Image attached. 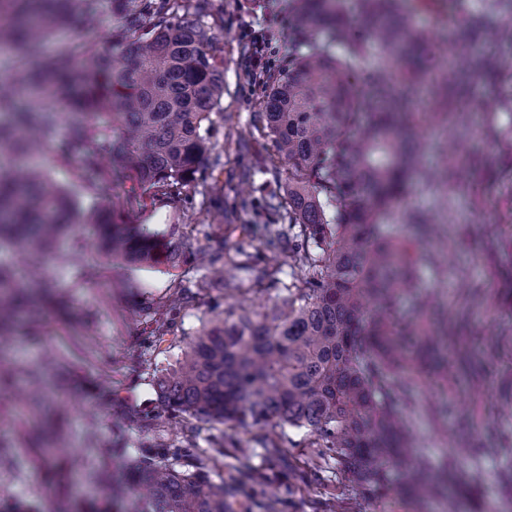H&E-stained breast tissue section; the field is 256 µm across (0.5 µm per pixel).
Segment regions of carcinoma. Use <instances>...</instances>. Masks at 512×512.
<instances>
[{
  "instance_id": "obj_1",
  "label": "carcinoma",
  "mask_w": 512,
  "mask_h": 512,
  "mask_svg": "<svg viewBox=\"0 0 512 512\" xmlns=\"http://www.w3.org/2000/svg\"><path fill=\"white\" fill-rule=\"evenodd\" d=\"M345 0H288L296 39L288 60L260 72L264 92L253 113L252 141L241 153L276 148L260 172L259 197L214 196L204 160L213 150L212 115L224 112V59L212 51L205 22L212 0H0V21L26 65L0 84V151L65 162L71 152L95 204H79L42 165L0 169V240L32 258L56 251L72 228L83 227L98 252L127 266L166 265L191 250L172 229L134 224L133 213L157 205L183 207L185 189L202 187L213 219L230 224L241 212L265 219L267 251L293 268L277 303L264 311L231 308L203 327L157 380V418L185 415L231 430L305 429L312 446L371 497L393 490L408 474L419 506L441 494L457 465L440 469L416 457L396 408L414 401L404 380L422 372L441 336L421 327L429 299L418 294L420 266L438 254L383 233L412 179H427L417 162L425 145L408 89L432 67L426 38L412 25L419 0H357L362 32L346 27ZM116 19L107 46L79 40L49 59L40 44L75 21L98 27ZM467 37L488 50L463 62L485 80L512 81L493 43L512 41L486 13L468 21ZM375 48L383 65L359 81L353 63ZM430 121L447 118L465 98L461 74L435 73ZM404 223L425 234L429 213L405 211ZM224 261L222 291L280 283L281 266L250 260L243 243ZM401 294L416 295L414 315L396 311ZM22 301L0 295V334ZM92 477L106 485L112 509L132 499L133 512H252L224 480L194 463L187 451L152 448L130 456L98 449ZM120 462L124 479L112 480Z\"/></svg>"
}]
</instances>
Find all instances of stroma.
Masks as SVG:
<instances>
[{
    "label": "stroma",
    "mask_w": 512,
    "mask_h": 512,
    "mask_svg": "<svg viewBox=\"0 0 512 512\" xmlns=\"http://www.w3.org/2000/svg\"><path fill=\"white\" fill-rule=\"evenodd\" d=\"M207 22L217 36L224 56L225 112L231 123L216 119L214 150L226 170L253 164L250 155H237L235 139L252 131L262 87L252 62L242 49L245 30L262 33L264 63L276 67L292 46L287 0H212ZM490 9V0H428L417 16L418 27L429 35L448 39L454 54L466 56L469 44L462 37L465 23L474 13ZM469 95L482 109L476 121L492 117L498 128L512 132V110L498 109L501 97H512V85L484 82L469 85ZM475 151L479 165L463 163L462 179L452 193L449 209L456 222L449 225L447 276L426 269L421 274L424 292L438 295L450 318L464 319L456 342L469 351L443 388L425 378L413 382L414 407L406 418L415 435L417 452L433 462L451 456L450 443L466 440L483 454L471 469L483 486L479 512H512V486L503 481L512 474V408L503 409L502 385L512 384V304L504 290L512 285V156L499 141L479 140ZM145 223L163 230L177 226L201 253L176 267L154 269L128 267L95 255L92 246L84 253L94 256L92 276H84L68 252L46 259L36 271L27 272L24 283L48 296L52 307L24 310L8 336L0 338V365L11 377L0 388V446L9 462L0 466V512H55L62 495L102 501L101 484L82 476L66 477L67 460L84 458L94 465L98 448L114 441L128 453L149 446L189 448L199 464L214 476L231 481L237 476L240 454L220 424L194 418L177 423L156 421L159 403L155 387L157 371L180 355L190 337L198 335L213 316L232 305H272L277 289L259 293H223L202 289L213 275L209 260L234 239L212 224L206 214L186 220L181 209L159 207L147 213ZM194 297L182 301L170 318L172 325L163 340L153 332L163 318L162 307L182 289ZM39 382L46 411L63 415L55 443V480H47L30 436L43 425L45 413L23 405L21 397L32 382ZM447 403L448 414L436 419L426 411V396ZM152 415L144 425L143 415ZM248 449L253 471L268 476V483L244 482L237 497L256 506L275 500L279 512H407L402 493L385 500H368L353 488L335 459L319 455L309 445L306 430L285 428L280 445L288 455V479L275 480L279 467L269 458L263 431L238 434Z\"/></svg>",
    "instance_id": "35a3bbf8"
}]
</instances>
